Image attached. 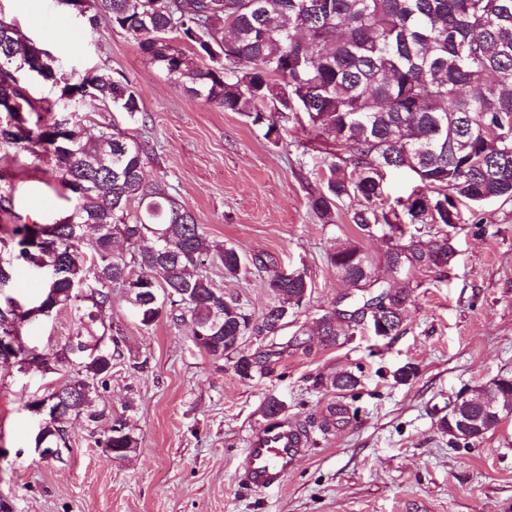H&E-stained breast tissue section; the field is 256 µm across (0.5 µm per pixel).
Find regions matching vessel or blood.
<instances>
[{"instance_id":"obj_1","label":"vessel or blood","mask_w":512,"mask_h":512,"mask_svg":"<svg viewBox=\"0 0 512 512\" xmlns=\"http://www.w3.org/2000/svg\"><path fill=\"white\" fill-rule=\"evenodd\" d=\"M307 442L305 431L293 424L260 431L245 452V483L256 490L282 485Z\"/></svg>"}]
</instances>
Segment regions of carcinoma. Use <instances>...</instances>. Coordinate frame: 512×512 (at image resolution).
I'll list each match as a JSON object with an SVG mask.
<instances>
[{"instance_id":"1","label":"carcinoma","mask_w":512,"mask_h":512,"mask_svg":"<svg viewBox=\"0 0 512 512\" xmlns=\"http://www.w3.org/2000/svg\"><path fill=\"white\" fill-rule=\"evenodd\" d=\"M104 17L137 40L141 53L192 98H205L280 136L278 116L296 110L307 129L332 141L321 188L308 207L325 224L337 204L358 201L351 223L367 238L386 242L387 274L408 278L413 269L443 268L448 243L424 248L418 225L453 228L459 206L512 201V0H86V23ZM41 71L60 87L59 101L109 102L133 117L141 99L129 80L108 69L79 81L59 73L54 58L23 40L0 20V148L29 152L51 163L74 205L54 224H13L0 289L9 285L15 262L48 271L36 305L21 310L10 298L0 307V345L15 360L48 367L47 356L21 341L18 325L64 309L76 311L79 327L57 352L65 370L60 388L28 402L43 408L34 447L69 448V427L83 420L95 444L112 458L137 446L123 415L92 409L108 391L112 361L124 356V338L112 326L96 333L99 316L112 309V291L128 301L129 313L148 329L169 317L187 322L193 345L216 360L230 359L250 379L256 358L242 348L245 336H274L278 316L301 306L311 283L304 272L275 273L268 280L274 303L260 318L238 299L214 287L206 269L230 276L246 265L232 246L211 244L193 213L167 187L144 180L146 144L128 133L102 131L94 141L79 124L61 135L58 120L42 114L20 83L21 71ZM390 172H407L416 186L407 199L385 191ZM15 175L0 170V212L12 206ZM150 239L152 246L136 250ZM126 249H118V244ZM343 281L372 297L356 310L386 319L395 336L411 303L407 288H387L374 277L363 248L349 240L328 256ZM324 341L349 335L346 313L319 317ZM330 385L354 391L360 378L338 370ZM461 410L484 431L501 422L488 402L512 404V379L491 393L481 387ZM263 414L273 426L285 408L266 397ZM108 421V431L99 423Z\"/></svg>"}]
</instances>
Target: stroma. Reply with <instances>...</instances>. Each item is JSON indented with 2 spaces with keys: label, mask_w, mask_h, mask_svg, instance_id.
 Instances as JSON below:
<instances>
[{
  "label": "stroma",
  "mask_w": 512,
  "mask_h": 512,
  "mask_svg": "<svg viewBox=\"0 0 512 512\" xmlns=\"http://www.w3.org/2000/svg\"><path fill=\"white\" fill-rule=\"evenodd\" d=\"M0 20L50 53L61 72L76 78L107 68L136 88L141 114L80 105V126L88 137L115 127L148 143L147 182H165L209 241L266 264L235 277L211 268L217 287L258 317L272 303L271 271L301 270L312 286L275 336L245 337L271 368L249 379L231 360L199 352L189 324L165 318L142 328L113 294L102 320L124 337L126 359L113 364L103 402L135 431L137 446L124 461L98 448L79 420L61 459L41 460L38 418L25 403L63 375L0 362V512H512V417L468 446L450 445L438 427L461 388L512 376V203L464 206L450 234L433 227L422 235L426 246L450 240L455 255L445 269L413 270L398 335L378 338L360 325L325 343L316 329L324 310L358 306L328 253L358 242L380 273L386 250L382 240L359 236L352 202L339 204L326 225L309 210L331 142L313 139L291 113L279 140L265 138L240 114L188 97L131 35L105 19L89 29L61 0H0ZM12 167V211L23 222L50 224L68 213L50 166L24 153ZM76 326L69 309L24 323L20 334L50 355ZM298 335L305 346H290ZM408 362L417 376L397 383L394 372ZM340 369L360 375L355 393L316 387L317 377ZM270 394L311 442L280 487L254 490L241 480L242 463L266 424ZM344 405L354 416L321 430L329 408Z\"/></svg>",
  "instance_id": "35a3bbf8"
}]
</instances>
